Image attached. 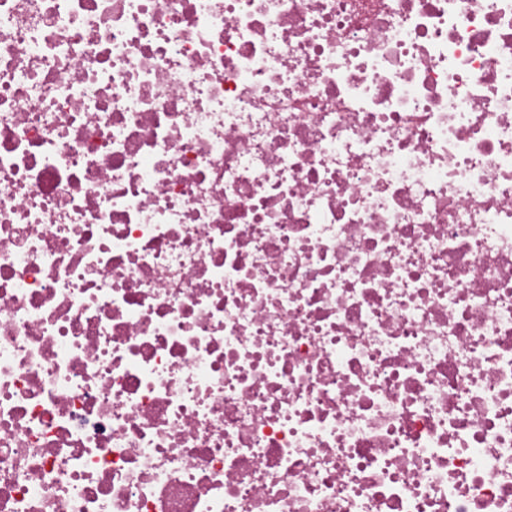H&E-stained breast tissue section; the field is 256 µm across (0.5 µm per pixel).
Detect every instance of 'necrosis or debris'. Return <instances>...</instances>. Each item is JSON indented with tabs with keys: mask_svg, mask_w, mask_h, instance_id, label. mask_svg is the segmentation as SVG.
I'll list each match as a JSON object with an SVG mask.
<instances>
[{
	"mask_svg": "<svg viewBox=\"0 0 512 512\" xmlns=\"http://www.w3.org/2000/svg\"><path fill=\"white\" fill-rule=\"evenodd\" d=\"M0 512H512V0H0Z\"/></svg>",
	"mask_w": 512,
	"mask_h": 512,
	"instance_id": "necrosis-or-debris-1",
	"label": "necrosis or debris"
}]
</instances>
